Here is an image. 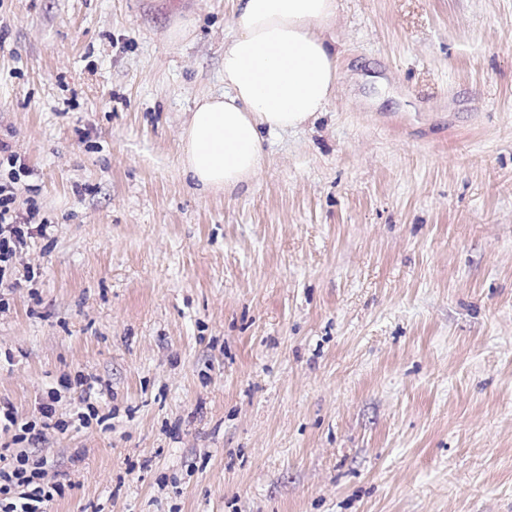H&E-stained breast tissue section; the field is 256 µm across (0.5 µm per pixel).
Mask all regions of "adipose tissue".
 <instances>
[{"label": "adipose tissue", "mask_w": 512, "mask_h": 512, "mask_svg": "<svg viewBox=\"0 0 512 512\" xmlns=\"http://www.w3.org/2000/svg\"><path fill=\"white\" fill-rule=\"evenodd\" d=\"M337 0H235L224 92L202 98L184 127L181 165L202 189L233 193L262 169L266 135L326 111L341 51Z\"/></svg>", "instance_id": "adipose-tissue-1"}]
</instances>
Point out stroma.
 Returning <instances> with one entry per match:
<instances>
[{
  "label": "stroma",
  "mask_w": 512,
  "mask_h": 512,
  "mask_svg": "<svg viewBox=\"0 0 512 512\" xmlns=\"http://www.w3.org/2000/svg\"><path fill=\"white\" fill-rule=\"evenodd\" d=\"M233 8L0 0V184L46 227L0 406L67 424L0 448L51 512H512V0H339L325 113L227 195L180 144Z\"/></svg>",
  "instance_id": "stroma-1"
}]
</instances>
